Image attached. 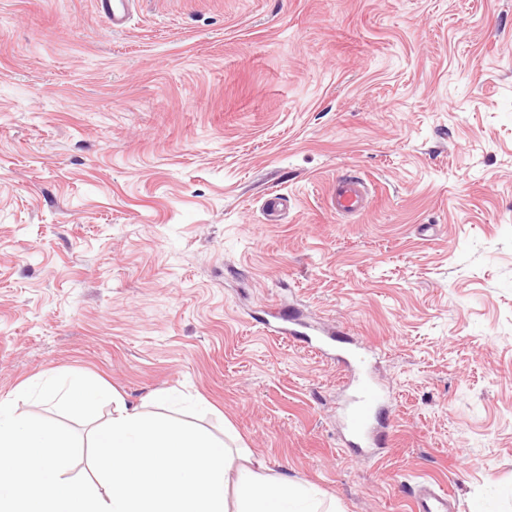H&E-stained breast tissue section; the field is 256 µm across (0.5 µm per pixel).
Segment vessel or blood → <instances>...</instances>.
I'll return each instance as SVG.
<instances>
[{"instance_id":"vessel-or-blood-1","label":"vessel or blood","mask_w":512,"mask_h":512,"mask_svg":"<svg viewBox=\"0 0 512 512\" xmlns=\"http://www.w3.org/2000/svg\"><path fill=\"white\" fill-rule=\"evenodd\" d=\"M134 0H97L98 10L115 28L124 27L129 8ZM370 204L364 184L352 177L337 178L332 191V206L337 214L351 216L365 210ZM279 333L305 341L311 338L304 331L301 313L292 308L278 313ZM372 353L369 346L352 343L341 360L350 372V383L355 386V395L343 406L344 428L353 438L357 448L363 449L367 457H376L386 440L380 426V415L387 402L385 388L367 376V362ZM410 512H458L457 500L449 492L433 482L416 485L410 495Z\"/></svg>"}]
</instances>
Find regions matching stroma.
<instances>
[{
    "label": "stroma",
    "instance_id": "1",
    "mask_svg": "<svg viewBox=\"0 0 512 512\" xmlns=\"http://www.w3.org/2000/svg\"><path fill=\"white\" fill-rule=\"evenodd\" d=\"M373 201L339 222L336 177ZM280 195L277 222L268 196ZM378 347L395 405L345 454L343 369L264 310ZM81 375L240 438L340 512H512V0H0V400ZM135 0H98V11L113 28H123L128 20L129 8ZM411 512H457V500L433 482H420L410 495Z\"/></svg>",
    "mask_w": 512,
    "mask_h": 512
}]
</instances>
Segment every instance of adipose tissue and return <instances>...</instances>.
Returning <instances> with one entry per match:
<instances>
[{"label":"adipose tissue","mask_w":512,"mask_h":512,"mask_svg":"<svg viewBox=\"0 0 512 512\" xmlns=\"http://www.w3.org/2000/svg\"><path fill=\"white\" fill-rule=\"evenodd\" d=\"M99 395L95 381L75 377L46 385L40 401L83 414ZM172 401L168 394L145 403L116 400L111 417L90 434L91 482L68 477L73 440L66 431L17 417L10 401H0V512H338L335 501L292 478L234 468L247 449L161 414ZM150 403L156 412L147 411Z\"/></svg>","instance_id":"1"}]
</instances>
